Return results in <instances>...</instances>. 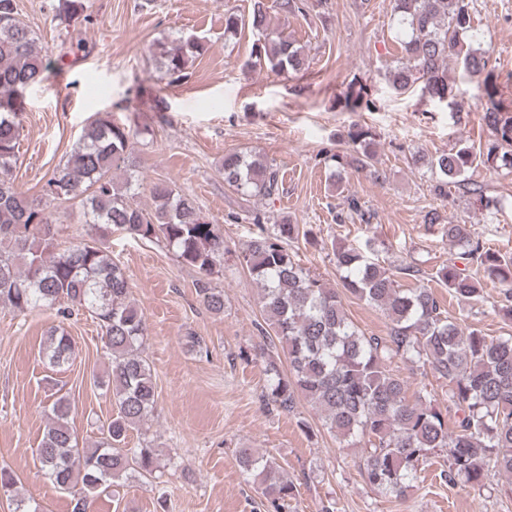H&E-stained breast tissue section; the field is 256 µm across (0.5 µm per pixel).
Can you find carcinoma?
Listing matches in <instances>:
<instances>
[{"label": "carcinoma", "instance_id": "1", "mask_svg": "<svg viewBox=\"0 0 512 512\" xmlns=\"http://www.w3.org/2000/svg\"><path fill=\"white\" fill-rule=\"evenodd\" d=\"M52 8L63 23L90 21L87 0H55ZM393 20L400 56L390 72L398 93L421 87L438 102L461 112L448 84V61L455 59L468 76L487 67L485 55L472 46L469 0H394ZM246 31L256 35L247 65L271 72H300L306 57L296 41L274 35L263 0H254L245 15L224 12V35ZM204 52V41L184 37L162 47L161 65L168 84L191 76L190 63ZM43 64L37 38L17 17L15 0H0V302L25 314L41 306L70 307L96 315L103 332L108 371L93 383L112 394L114 414L103 437L79 444L70 424L73 405L59 396L49 404V421L36 448L45 475L73 496L72 512H87L88 499L129 473L151 474L158 468L152 448H127L128 433L146 423L157 392L151 365L143 355L146 324L130 300L120 262L104 240L114 232L164 244L183 263L198 270L194 288L211 312H224V293L213 275L224 264V236L201 212L194 199L166 182L151 186L153 207L134 203L138 170L133 156L135 123L118 124L98 117L66 160L57 166L42 193L30 196L16 188L12 171L18 161L17 97L42 81ZM345 106L371 107L368 85L353 78ZM482 120L494 141L487 148L460 144L425 161L431 190L445 199L448 187L479 164L512 168V101L488 93ZM352 153L325 160L339 171L372 169L373 132L354 123L348 134ZM125 181H114L115 171ZM224 185L242 195L271 200L282 181L278 169L241 152L224 154ZM76 203L83 209L90 238L58 249L57 232L47 209ZM246 219L260 228L241 254L262 287L263 334L288 352V373L273 356L266 360V406L271 413L293 412L305 399L320 415L338 446L358 449L367 483L383 494L405 496L420 478L421 466L434 452L446 450L442 474L448 484L479 485L489 468L512 473V336L464 331L432 288H401L385 268L371 242L365 248L331 243L344 290L380 309L389 321L385 338L367 336L347 317L342 297L309 269L295 261L288 242L300 236L318 245L297 224H273L260 209ZM445 236L461 245L463 259L474 271L454 263L439 268L434 279L448 294L471 306L488 302L478 274L499 284L492 307L512 317V257L484 246L471 224H446ZM70 336L54 327L42 350L52 366L72 358ZM401 356L416 367L429 366L448 382L452 408L441 411L424 389L409 400L406 382L390 373L387 361ZM237 459L257 483L267 512H283L295 496V485L269 456L241 448Z\"/></svg>", "mask_w": 512, "mask_h": 512}]
</instances>
